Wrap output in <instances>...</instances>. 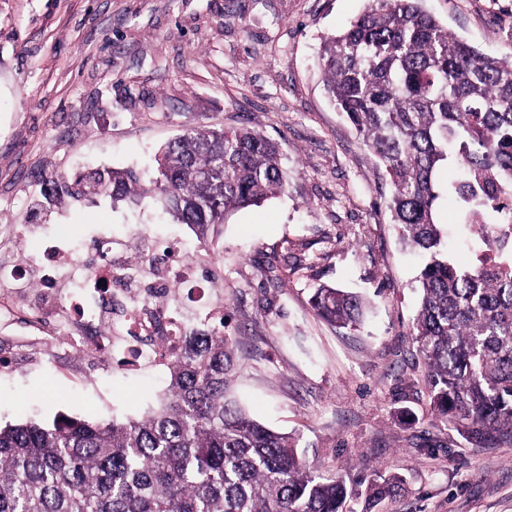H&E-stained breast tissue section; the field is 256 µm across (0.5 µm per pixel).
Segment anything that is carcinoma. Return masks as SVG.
Here are the masks:
<instances>
[{
    "mask_svg": "<svg viewBox=\"0 0 512 512\" xmlns=\"http://www.w3.org/2000/svg\"><path fill=\"white\" fill-rule=\"evenodd\" d=\"M421 0H371L327 37L323 84L377 158L391 187L385 207L424 264L416 282L417 351L431 406L483 447L512 442V61L448 32ZM470 238L499 253L461 267L434 219L439 172ZM94 196L152 193L212 251L227 215L288 189L278 146L248 127L189 124L145 172L95 169L78 180ZM311 305L356 329L359 296L328 286ZM238 372L231 338L191 344L170 365L159 405L139 419L0 426V512H343L345 481L299 457L294 437L252 419L228 396ZM398 475L367 482L368 505L402 490Z\"/></svg>",
    "mask_w": 512,
    "mask_h": 512,
    "instance_id": "obj_1",
    "label": "carcinoma"
}]
</instances>
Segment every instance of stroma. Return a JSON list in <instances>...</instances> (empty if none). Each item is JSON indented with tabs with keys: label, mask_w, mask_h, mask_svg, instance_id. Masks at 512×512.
<instances>
[{
	"label": "stroma",
	"mask_w": 512,
	"mask_h": 512,
	"mask_svg": "<svg viewBox=\"0 0 512 512\" xmlns=\"http://www.w3.org/2000/svg\"><path fill=\"white\" fill-rule=\"evenodd\" d=\"M367 0H0V227L85 224L139 251L142 232L196 237L155 198L78 194L91 168L147 166L189 123L248 126L276 142L287 192L228 216L212 274L240 371L231 394L292 434L309 466L356 484L378 471L404 490L379 512H512V443L473 445L434 414L412 340L419 260L400 244L377 159L329 102L317 57ZM486 54L512 55V0H423ZM448 250L477 251L456 204L436 203ZM328 285L368 305L356 331L310 304ZM166 376L113 374L111 389L64 365L0 374V423L137 419Z\"/></svg>",
	"instance_id": "obj_1"
}]
</instances>
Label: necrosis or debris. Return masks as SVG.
I'll return each instance as SVG.
<instances>
[{
    "instance_id": "obj_1",
    "label": "necrosis or debris",
    "mask_w": 512,
    "mask_h": 512,
    "mask_svg": "<svg viewBox=\"0 0 512 512\" xmlns=\"http://www.w3.org/2000/svg\"><path fill=\"white\" fill-rule=\"evenodd\" d=\"M28 230L0 231V310L22 300L39 313L27 343L32 362H56L64 350L86 378L108 367L163 373L190 339L224 325L222 288L175 241L150 239L135 264L128 240L102 233L85 243L67 224L60 245L20 262L15 249Z\"/></svg>"
}]
</instances>
